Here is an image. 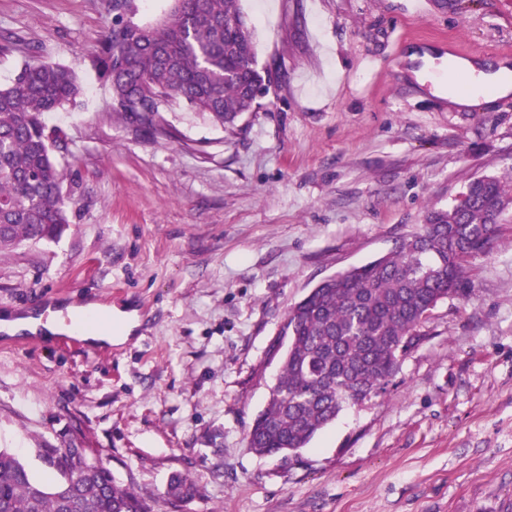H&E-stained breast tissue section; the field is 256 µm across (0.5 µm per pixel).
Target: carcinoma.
Returning <instances> with one entry per match:
<instances>
[{
  "label": "carcinoma",
  "mask_w": 512,
  "mask_h": 512,
  "mask_svg": "<svg viewBox=\"0 0 512 512\" xmlns=\"http://www.w3.org/2000/svg\"><path fill=\"white\" fill-rule=\"evenodd\" d=\"M130 2L112 0V28L96 57L112 111L144 135L172 140L161 113L184 101L235 136L240 118L261 107L257 90L265 83L239 0H169L154 24L126 18ZM81 91L74 68L39 55L0 88V255L24 242L55 241L69 224L60 199L64 169L45 117ZM510 208L511 180L476 178L459 203L429 211L427 223L387 255L316 285L288 312V347L248 447L287 460L345 406L379 394L437 304L473 294L468 259L490 247ZM40 452L42 478L0 448V512H162L195 493L175 476L151 505L115 484L108 469L84 470L83 448Z\"/></svg>",
  "instance_id": "cac0c4a2"
}]
</instances>
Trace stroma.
I'll list each match as a JSON object with an SVG mask.
<instances>
[{
    "label": "stroma",
    "mask_w": 512,
    "mask_h": 512,
    "mask_svg": "<svg viewBox=\"0 0 512 512\" xmlns=\"http://www.w3.org/2000/svg\"><path fill=\"white\" fill-rule=\"evenodd\" d=\"M282 79L228 137L174 103V141L110 108L93 59L112 0H0V87L30 51L74 67L46 117L70 224L0 257V313L97 301L135 315L112 344L0 345V448L34 472L76 432L178 512H512V209L440 302L384 393L297 457L248 448L280 370L289 307L388 253L469 181L512 173V97L459 109L407 73L416 47L512 59V0H239Z\"/></svg>",
    "instance_id": "stroma-1"
}]
</instances>
